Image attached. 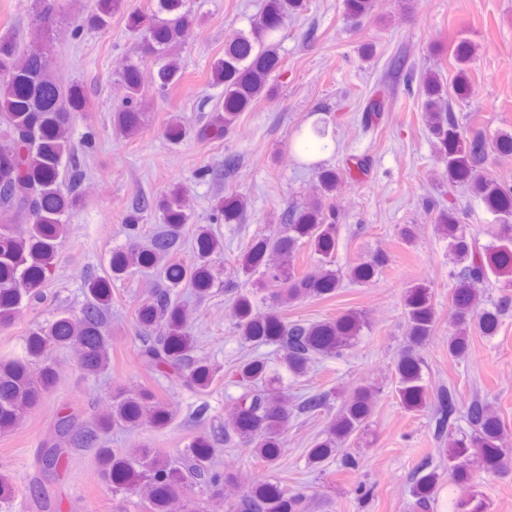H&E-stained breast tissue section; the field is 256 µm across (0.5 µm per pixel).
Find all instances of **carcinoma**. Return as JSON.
I'll return each instance as SVG.
<instances>
[{
    "label": "carcinoma",
    "instance_id": "carcinoma-1",
    "mask_svg": "<svg viewBox=\"0 0 512 512\" xmlns=\"http://www.w3.org/2000/svg\"><path fill=\"white\" fill-rule=\"evenodd\" d=\"M33 20L42 31L40 41L22 44L10 35L0 36V210L14 214L20 229L0 226V329L8 328L15 311L44 296L43 286L57 250L69 233L67 216L80 201L85 168L71 144L75 116L88 109L82 87L65 83L50 73V49L59 39L57 19L67 13L66 0H34ZM193 0H149V14L128 17V27L140 34V57L118 68L126 95L112 109V126L131 135L141 127L145 88L141 64L155 68L154 91L166 97L177 89L185 72L173 55L185 28L195 20ZM354 18L370 15L375 0H343ZM120 0H95V5L70 32H105ZM307 9V0H266L263 16L250 23L224 46V55L213 60L211 84L224 87L212 109L210 121L195 129L198 139L210 131H230L240 115L262 98L273 97L269 78L285 71L279 47L284 19ZM449 57L458 65L456 88L469 85L467 69L470 48L460 41L449 46ZM425 101L422 118L444 165L448 185H466L491 216V239L483 245L468 236L453 208L432 206L433 232L445 243L453 260L450 310L448 313V358L460 362L471 351L473 334L494 337L512 312V188L497 183L489 174V154L483 140L468 137L466 125L443 99L441 74L423 76ZM315 170L320 197L309 203H288L277 216L278 230L260 235L237 259L243 274L259 276L257 288L238 295L233 318L246 343L276 346L280 366L297 381L321 359L345 357L367 327L365 315L349 310L336 319L288 321L279 308L307 299H329L346 285L366 284L388 265L382 251H374L350 266L336 267L338 224L336 206L325 204L336 196L340 173L319 162H307ZM248 208L241 195L219 197L212 206L217 224H238ZM157 213L160 227L140 242L144 221ZM189 223L181 196L173 190L152 202L139 198L124 216L131 232L127 247L112 252L110 268L119 277L131 270L158 268L168 286L155 289L137 309L143 328L138 354L151 373L191 392L204 393L215 371L194 359L193 337L187 332L178 288L186 284L199 298L207 296L218 278L214 260L224 255V240L210 227H195L191 241L196 259L190 265L177 260ZM316 257L312 273L303 272L297 259L304 250ZM501 284V296L487 306L479 305L482 287L490 281ZM86 301L77 313L62 311L51 322L35 328L24 354L0 359V432L14 429L39 403L55 382L49 352L79 346L81 368L87 377L106 370L112 358L109 330L112 307L111 281L89 271L85 277ZM265 293L267 310L255 311L257 294ZM403 305L407 334L396 362L395 391L402 407L431 414L433 434L443 445L448 464L424 462L412 476L411 493L417 508H433L443 477L467 485L475 470L490 476L512 474L501 464L504 423L488 399L474 395L466 401L454 384L429 391L424 378L421 351L433 335L438 315L432 293L423 285L405 291ZM165 330L154 336L153 325ZM238 382L244 385L235 418L220 430L196 436L186 451L173 456L146 444L114 450L105 437L114 429L133 430L144 424L165 429L173 418L169 404L151 390L112 392L107 413L81 421L72 413L58 417L53 434L43 443L39 469L44 475L62 476L73 452L97 451L103 483L113 492L132 491L141 498L144 512H169L174 489L189 487L219 490L234 482L217 459L218 445L239 440L253 448L257 461L267 467L280 458L285 431L292 418H308L324 411L334 400L333 392H306L288 396V385L279 373H271L262 358H247L236 365ZM377 389L360 385L341 402L323 437L308 454V464L319 468L336 456L351 438L369 430ZM34 506L48 512L50 494L37 483L30 490ZM307 494L261 482L227 503L225 512H306ZM489 504L471 494L457 500L453 512H488Z\"/></svg>",
    "mask_w": 512,
    "mask_h": 512
}]
</instances>
